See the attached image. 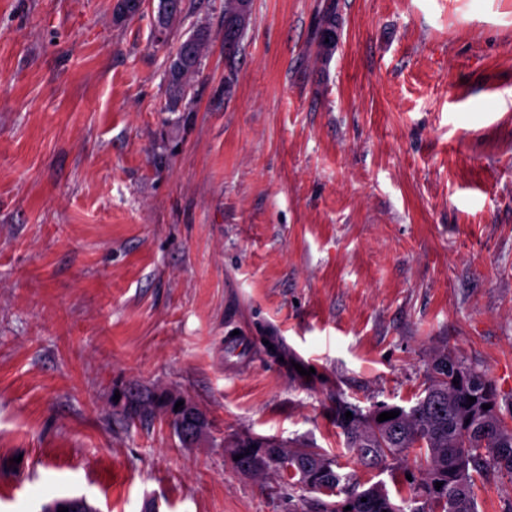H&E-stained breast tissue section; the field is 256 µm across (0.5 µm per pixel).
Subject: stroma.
Wrapping results in <instances>:
<instances>
[{
  "mask_svg": "<svg viewBox=\"0 0 512 512\" xmlns=\"http://www.w3.org/2000/svg\"><path fill=\"white\" fill-rule=\"evenodd\" d=\"M157 5L0 0V512H288L232 465L243 433L408 497L336 402L411 406L442 349L512 402V0H251L231 49L224 0H188L165 44ZM200 26L190 109L166 111ZM147 391L208 429L127 417ZM474 492L512 512L511 477ZM209 32L204 26L197 28L187 39L180 41L177 47L170 52L168 59L175 55L182 60L178 70L170 66L166 102V110L169 112H185L187 103L185 100L191 89L192 79L199 73L203 57L209 46ZM174 62L176 58L173 56ZM185 89H189L185 94Z\"/></svg>",
  "mask_w": 512,
  "mask_h": 512,
  "instance_id": "stroma-1",
  "label": "stroma"
}]
</instances>
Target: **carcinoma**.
I'll return each mask as SVG.
<instances>
[{
	"label": "carcinoma",
	"instance_id": "1",
	"mask_svg": "<svg viewBox=\"0 0 512 512\" xmlns=\"http://www.w3.org/2000/svg\"><path fill=\"white\" fill-rule=\"evenodd\" d=\"M171 9L163 20L164 39L168 42L176 24L186 11V0H168ZM237 2L226 0L224 12V43L234 45L238 36L232 31ZM209 46V32L197 28L179 42L170 55L182 60L177 70H169L166 110H186L185 90L199 73ZM428 383L417 402L409 407L380 405L363 414L343 401H336V425L359 464L367 469L390 467L411 475L407 481L418 506L411 512H477L474 496V475L493 468L512 476V403L502 406L499 395L487 376L466 360L446 351L434 353L427 367ZM458 384H453V381ZM476 398L471 403L467 397ZM176 401L147 399L129 407V415L139 417L170 407L174 425L185 413L192 416L189 431H179L182 441L195 440L208 427L205 416L194 406L188 411H175ZM489 404L485 410L482 405ZM352 418L345 417L346 412ZM396 411L398 416L377 421L383 412ZM417 448L427 454L426 465L419 474L409 467L408 453ZM238 470L265 477L288 478L289 490L332 493L343 476L336 471V461L318 448H290L265 438L242 436L230 447ZM441 487H436V483ZM344 499L337 503L309 500L299 496L298 512H404V507L390 497L386 487L373 483L366 488L356 486L343 490ZM93 512L81 498H60L47 505L56 512Z\"/></svg>",
	"mask_w": 512,
	"mask_h": 512
}]
</instances>
